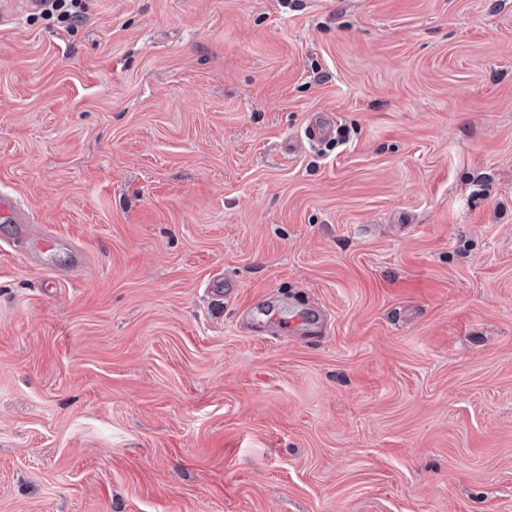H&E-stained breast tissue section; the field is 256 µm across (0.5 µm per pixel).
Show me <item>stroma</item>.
I'll use <instances>...</instances> for the list:
<instances>
[{
	"label": "stroma",
	"instance_id": "stroma-1",
	"mask_svg": "<svg viewBox=\"0 0 512 512\" xmlns=\"http://www.w3.org/2000/svg\"><path fill=\"white\" fill-rule=\"evenodd\" d=\"M0 187V512H512V0L14 11ZM88 0H45L44 16L54 19L59 25L71 28L87 10ZM334 133V125L324 116L311 120L304 129V136L311 143H323L331 139ZM0 221L4 224H29L26 210L10 192L0 189Z\"/></svg>",
	"mask_w": 512,
	"mask_h": 512
}]
</instances>
